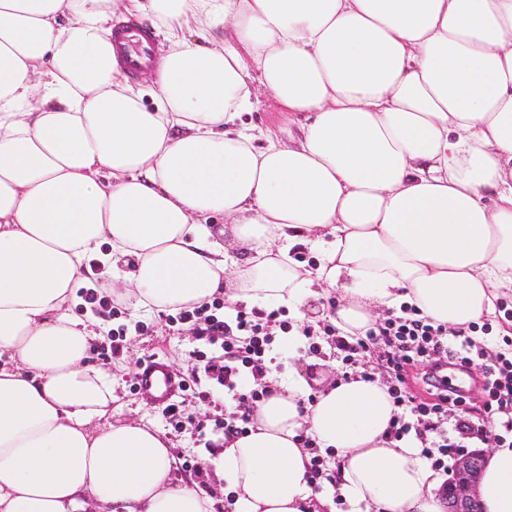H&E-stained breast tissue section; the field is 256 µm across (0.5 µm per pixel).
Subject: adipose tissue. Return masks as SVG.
Returning a JSON list of instances; mask_svg holds the SVG:
<instances>
[{
    "label": "adipose tissue",
    "mask_w": 512,
    "mask_h": 512,
    "mask_svg": "<svg viewBox=\"0 0 512 512\" xmlns=\"http://www.w3.org/2000/svg\"><path fill=\"white\" fill-rule=\"evenodd\" d=\"M116 3L0 0V512H212L173 482L161 432L113 420L80 288L294 314L337 289L328 318L347 336L382 307L453 329L512 296V0H126L166 32L153 110L115 60ZM256 82L308 114L297 141L256 146ZM303 394L277 385L213 458L233 512L330 505L302 430L335 449L350 512H443L419 443L387 437L380 381ZM480 495L512 512V448L487 454Z\"/></svg>",
    "instance_id": "adipose-tissue-1"
}]
</instances>
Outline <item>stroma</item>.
<instances>
[{
  "label": "stroma",
  "instance_id": "stroma-1",
  "mask_svg": "<svg viewBox=\"0 0 512 512\" xmlns=\"http://www.w3.org/2000/svg\"><path fill=\"white\" fill-rule=\"evenodd\" d=\"M252 102L253 107L244 113L243 120L253 131H269L283 141L298 135L299 119L279 111L272 95L264 88L255 87ZM92 310L105 319L109 330L120 328L125 332L119 353L111 352L107 334L96 339L90 350L92 363L112 377L115 419L139 421L161 431L174 446L175 479L207 491L215 501L214 512H224V491L206 459L209 449L204 441L214 438L215 423L240 416L242 409L236 401L225 400L222 387L206 378L203 362L194 356L200 341L185 325L170 323L162 311L136 308L127 302L116 309L96 304ZM316 343L319 350L313 353L304 345L290 350L281 341H273L272 381L281 382L290 373H297L306 383V396L313 399L328 385L339 382L344 370L340 359L325 337H317ZM149 357L165 362L186 386L180 394L185 407L180 426L169 424L161 406L136 384L139 368Z\"/></svg>",
  "mask_w": 512,
  "mask_h": 512
}]
</instances>
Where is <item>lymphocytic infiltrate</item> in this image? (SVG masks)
<instances>
[{
    "label": "lymphocytic infiltrate",
    "mask_w": 512,
    "mask_h": 512,
    "mask_svg": "<svg viewBox=\"0 0 512 512\" xmlns=\"http://www.w3.org/2000/svg\"><path fill=\"white\" fill-rule=\"evenodd\" d=\"M171 322L191 324L198 338L215 350L208 357L204 372L209 380L223 386L231 399L248 404L239 423L224 426V435H245L252 422L250 410L272 394L265 383L269 373L266 351L272 342L270 325L281 331L297 329L305 337L323 333L330 348L346 365L343 379H350V367H359V375L374 380L375 372L368 359L378 354L387 375L385 385L395 407L387 430L390 439L401 441L416 436L423 457L443 467L444 455L456 444L469 441L487 443L489 439L507 442L512 437V348L496 352L490 364L484 365L483 406L488 416L484 425L474 424L458 408L466 398L450 384L439 356L474 362L473 342L465 328L447 329L433 322L415 307L400 306L398 311L376 321L364 335L342 336L332 324L319 327H293L280 309L263 311L246 309L236 304L230 313H218L216 305L200 303L181 308L171 315ZM428 364L422 380L434 389L431 398L417 397L410 379L420 364Z\"/></svg>",
    "instance_id": "1"
}]
</instances>
